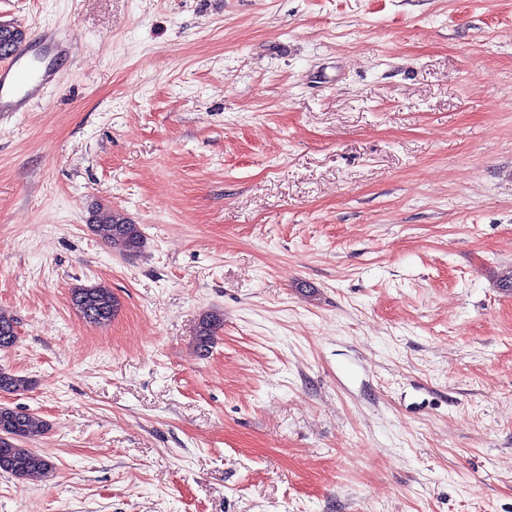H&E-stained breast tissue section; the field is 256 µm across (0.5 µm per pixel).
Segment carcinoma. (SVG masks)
Listing matches in <instances>:
<instances>
[{
	"label": "carcinoma",
	"instance_id": "1",
	"mask_svg": "<svg viewBox=\"0 0 512 512\" xmlns=\"http://www.w3.org/2000/svg\"><path fill=\"white\" fill-rule=\"evenodd\" d=\"M90 229L103 240L129 253H138L145 246L140 225L133 223L125 214L108 206L93 212ZM73 308L87 323L108 326L117 312L118 301L112 289L104 284L80 285L71 289ZM224 326V315L213 311L198 323L194 352L204 358L210 354L217 333ZM17 321L0 312V348L16 346ZM32 380L0 367V393L21 394L30 390ZM48 430L46 422L26 409L0 405V472L18 479L48 477L53 473V463L25 443L43 436Z\"/></svg>",
	"mask_w": 512,
	"mask_h": 512
}]
</instances>
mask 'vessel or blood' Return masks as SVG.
<instances>
[{
	"mask_svg": "<svg viewBox=\"0 0 512 512\" xmlns=\"http://www.w3.org/2000/svg\"><path fill=\"white\" fill-rule=\"evenodd\" d=\"M67 52V39L47 27L38 40L25 41L0 57V116L26 111L55 80V62Z\"/></svg>",
	"mask_w": 512,
	"mask_h": 512,
	"instance_id": "b4317fda",
	"label": "vessel or blood"
}]
</instances>
